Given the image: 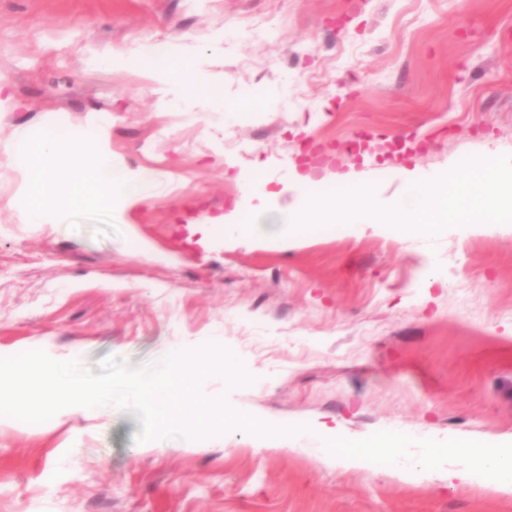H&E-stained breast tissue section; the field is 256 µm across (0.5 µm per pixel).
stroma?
<instances>
[{
  "instance_id": "35a3bbf8",
  "label": "stroma",
  "mask_w": 512,
  "mask_h": 512,
  "mask_svg": "<svg viewBox=\"0 0 512 512\" xmlns=\"http://www.w3.org/2000/svg\"><path fill=\"white\" fill-rule=\"evenodd\" d=\"M150 46L223 76V112L163 93L136 63ZM59 124L147 172V195L104 209L89 186L29 223L50 166L9 157ZM501 155L512 0H0V350L92 368L218 344L252 381L214 375L206 396L308 429L295 453L234 429L146 451L113 406L0 424V512H512L491 479L321 462L311 431L512 443V233H224L263 192L293 197L294 167L310 195L368 183L391 199L397 167Z\"/></svg>"
}]
</instances>
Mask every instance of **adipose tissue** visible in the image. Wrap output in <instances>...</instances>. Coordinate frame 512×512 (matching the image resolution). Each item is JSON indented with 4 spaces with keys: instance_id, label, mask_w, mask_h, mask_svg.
Wrapping results in <instances>:
<instances>
[{
    "instance_id": "adipose-tissue-1",
    "label": "adipose tissue",
    "mask_w": 512,
    "mask_h": 512,
    "mask_svg": "<svg viewBox=\"0 0 512 512\" xmlns=\"http://www.w3.org/2000/svg\"><path fill=\"white\" fill-rule=\"evenodd\" d=\"M145 57L158 83L178 87L181 96L188 100L208 97L214 108H221L220 92L215 81L199 79L196 68L176 64L161 50L146 52ZM28 158L33 162L50 158L55 164L53 173L37 181L33 187L28 202V219L33 224L48 223L51 217L46 206L48 200L65 196L73 205H81L83 196L80 186L84 182L94 183L97 202L104 208L119 196H143L150 182L148 174H129L113 163L111 154L105 149L83 141L44 139L29 146Z\"/></svg>"
}]
</instances>
